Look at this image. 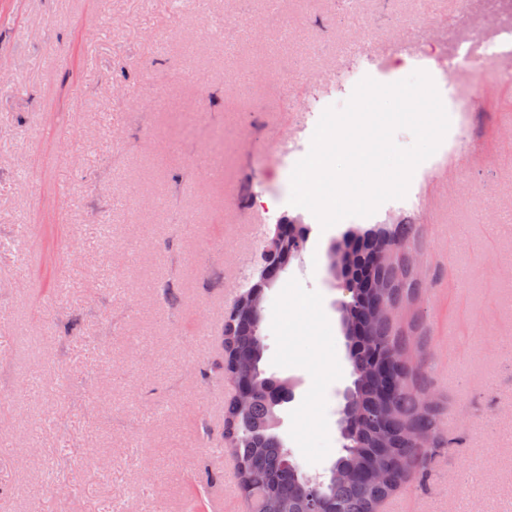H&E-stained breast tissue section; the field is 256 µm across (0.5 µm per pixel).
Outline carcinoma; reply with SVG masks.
Here are the masks:
<instances>
[{
  "instance_id": "cac0c4a2",
  "label": "carcinoma",
  "mask_w": 512,
  "mask_h": 512,
  "mask_svg": "<svg viewBox=\"0 0 512 512\" xmlns=\"http://www.w3.org/2000/svg\"><path fill=\"white\" fill-rule=\"evenodd\" d=\"M381 228L391 247L381 263L375 260V246L361 239L366 229L353 227L341 236L358 242L339 281L344 286L340 322L356 366L345 401L349 418L341 425L344 447L317 486L318 494L339 512H378L379 504L398 487L377 482V468L396 469L399 481H420V449L447 447L438 435L439 406L423 399L425 376L418 371L399 376L400 363L422 356V349L411 341L415 319L405 316L423 288L417 271L405 260L406 250L418 243V225L399 219ZM372 279L388 287H364ZM378 307L391 309V314L374 319ZM222 336V377L249 388L265 385L251 396L231 399L224 409L226 451L236 462L237 490L253 491V512H309V476L293 453L264 429L274 410L270 392L285 393L284 379L262 368L265 344L249 319L224 322Z\"/></svg>"
}]
</instances>
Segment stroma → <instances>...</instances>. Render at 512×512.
I'll list each match as a JSON object with an SVG mask.
<instances>
[{
  "instance_id": "35a3bbf8",
  "label": "stroma",
  "mask_w": 512,
  "mask_h": 512,
  "mask_svg": "<svg viewBox=\"0 0 512 512\" xmlns=\"http://www.w3.org/2000/svg\"><path fill=\"white\" fill-rule=\"evenodd\" d=\"M422 0H280L298 35L280 49L259 0H0V503L7 512H248L224 432L221 322L252 269L256 230L281 214L314 227L300 263L267 293L263 366L302 378L281 434L300 468L339 454L337 389L351 383L327 246L368 217L316 227L290 205L291 166L316 120L283 111L312 72L334 81L392 18L413 45ZM463 137L414 171L424 287L411 313L420 361L453 445L381 512H512V75L482 85Z\"/></svg>"
}]
</instances>
